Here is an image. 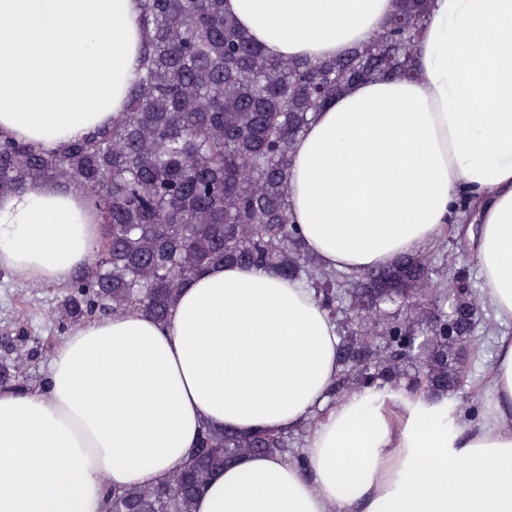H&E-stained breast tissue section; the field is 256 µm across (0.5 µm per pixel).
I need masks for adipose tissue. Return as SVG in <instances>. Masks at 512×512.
Masks as SVG:
<instances>
[{
  "label": "adipose tissue",
  "mask_w": 512,
  "mask_h": 512,
  "mask_svg": "<svg viewBox=\"0 0 512 512\" xmlns=\"http://www.w3.org/2000/svg\"><path fill=\"white\" fill-rule=\"evenodd\" d=\"M274 58L341 57L394 0H225ZM140 0H0V130L57 150L111 124L140 67ZM416 80L360 81L293 144L288 203L306 248L359 272L443 235L479 203L483 302L512 323V0H432ZM81 192L35 180L0 195V267L67 283L99 239ZM337 327L295 280L225 265L166 322L74 326L48 385L0 391V512H103L113 488L179 468L203 426L311 423L301 462L244 457L196 512H512V338L479 422L447 400L370 387L337 402Z\"/></svg>",
  "instance_id": "1"
}]
</instances>
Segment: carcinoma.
Returning <instances> with one entry per match:
<instances>
[{
    "label": "carcinoma",
    "instance_id": "cac0c4a2",
    "mask_svg": "<svg viewBox=\"0 0 512 512\" xmlns=\"http://www.w3.org/2000/svg\"><path fill=\"white\" fill-rule=\"evenodd\" d=\"M386 27L340 58L276 59L224 11V0H141L144 57L125 111L56 152L0 133V193L33 180L83 192L100 237L67 284L53 321L141 312L167 320L185 285L226 264L267 269L315 291L331 318L368 314L341 335L335 401L372 385L430 398L468 384L477 355L472 290L441 287L447 255L402 257L361 273L328 270L291 220L292 146L328 102L359 80L414 79L431 0H395ZM39 336L10 348V388ZM288 433L201 429L183 466L157 484L112 491L106 512H195L211 477L255 454L285 455Z\"/></svg>",
    "mask_w": 512,
    "mask_h": 512
}]
</instances>
